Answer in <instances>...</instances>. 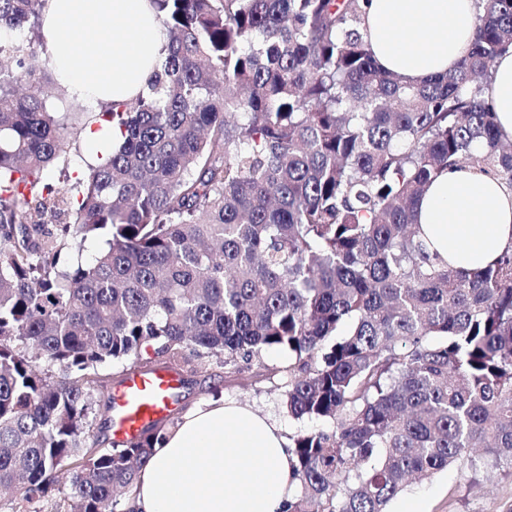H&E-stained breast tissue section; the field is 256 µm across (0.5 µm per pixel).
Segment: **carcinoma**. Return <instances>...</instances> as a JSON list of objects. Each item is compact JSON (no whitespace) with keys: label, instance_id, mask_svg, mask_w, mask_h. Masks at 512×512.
Here are the masks:
<instances>
[{"label":"carcinoma","instance_id":"1","mask_svg":"<svg viewBox=\"0 0 512 512\" xmlns=\"http://www.w3.org/2000/svg\"><path fill=\"white\" fill-rule=\"evenodd\" d=\"M161 71L95 113L122 139L70 189L66 113L34 78L44 0H0V492L68 478V512L128 500L177 412L126 441L112 386L181 359L286 351L299 491L285 512H387L451 464L512 466V247L465 273L415 206L444 170L512 188L489 102L512 0H476L473 47L419 84L381 70L363 0H155ZM105 247L88 263L62 251ZM123 365L116 377L99 369Z\"/></svg>","mask_w":512,"mask_h":512}]
</instances>
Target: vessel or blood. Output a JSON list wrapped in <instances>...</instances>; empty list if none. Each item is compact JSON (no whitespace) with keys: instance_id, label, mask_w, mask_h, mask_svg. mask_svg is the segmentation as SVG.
I'll return each mask as SVG.
<instances>
[{"instance_id":"obj_1","label":"vessel or blood","mask_w":512,"mask_h":512,"mask_svg":"<svg viewBox=\"0 0 512 512\" xmlns=\"http://www.w3.org/2000/svg\"><path fill=\"white\" fill-rule=\"evenodd\" d=\"M180 387L179 375L167 369L130 376L114 394L112 429L115 436L120 439L135 436L168 414Z\"/></svg>"}]
</instances>
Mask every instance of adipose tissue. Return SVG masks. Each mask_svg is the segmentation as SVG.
I'll use <instances>...</instances> for the list:
<instances>
[{
	"mask_svg": "<svg viewBox=\"0 0 512 512\" xmlns=\"http://www.w3.org/2000/svg\"><path fill=\"white\" fill-rule=\"evenodd\" d=\"M474 0H368L361 31L382 70L420 84L448 72L475 38ZM44 61L92 107L135 97L167 37L153 0H45ZM491 96L512 140V51L496 58ZM429 250L475 271L512 245V188L473 167L442 172L417 206ZM281 428L249 406L212 401L184 412L140 470L132 512H284L295 481Z\"/></svg>",
	"mask_w": 512,
	"mask_h": 512,
	"instance_id": "obj_1",
	"label": "adipose tissue"
}]
</instances>
